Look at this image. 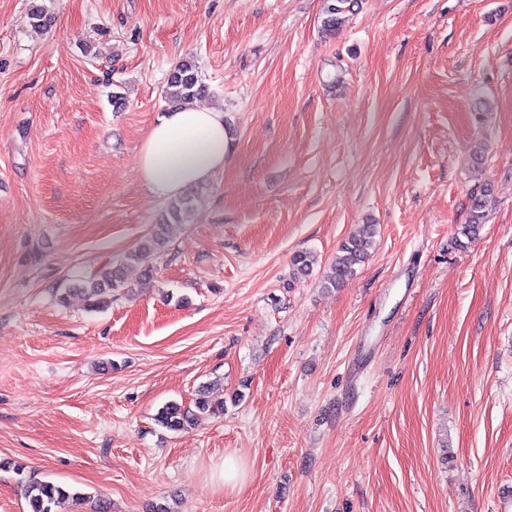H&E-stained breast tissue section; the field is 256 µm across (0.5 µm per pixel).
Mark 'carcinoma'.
<instances>
[{"label":"carcinoma","instance_id":"1","mask_svg":"<svg viewBox=\"0 0 512 512\" xmlns=\"http://www.w3.org/2000/svg\"><path fill=\"white\" fill-rule=\"evenodd\" d=\"M357 0H330L327 6L328 17L325 27L336 30L343 23L345 14L352 11ZM205 91V85L195 64L184 61L176 66L168 79L165 99L173 107L192 102ZM492 195L489 185H478L469 194L467 222L461 225L459 234L468 240L474 239L486 223L487 206ZM194 199L175 197L166 207L161 222L155 225L153 233L141 241L136 248L127 252L117 261H109L94 271L86 272L75 279L74 290L82 293L90 309L96 311L112 303V293L126 288V270L131 266L142 268L143 276L152 272L151 261L168 243V231L173 224H186L193 211ZM375 234V225L363 224L340 246L338 254L327 276V284L333 288L340 286L356 273L358 266L368 258L370 239ZM317 263L311 251H301L293 256V274L307 275ZM190 409L176 401L165 403L156 414V421L165 429L182 431L197 423L202 415H219L224 412V404L211 403L204 393H199ZM24 495L31 512H59L67 502L78 504L83 494L48 481L30 480L23 485Z\"/></svg>","mask_w":512,"mask_h":512}]
</instances>
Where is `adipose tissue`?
<instances>
[{
  "label": "adipose tissue",
  "mask_w": 512,
  "mask_h": 512,
  "mask_svg": "<svg viewBox=\"0 0 512 512\" xmlns=\"http://www.w3.org/2000/svg\"><path fill=\"white\" fill-rule=\"evenodd\" d=\"M227 148L223 112L196 103L174 107L142 144L139 171L154 196L171 198L221 170Z\"/></svg>",
  "instance_id": "adipose-tissue-1"
}]
</instances>
